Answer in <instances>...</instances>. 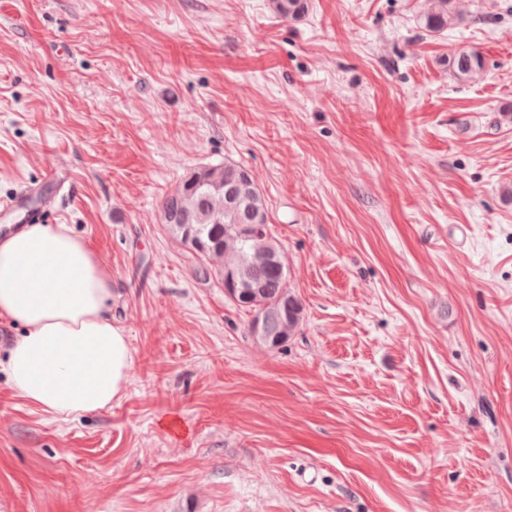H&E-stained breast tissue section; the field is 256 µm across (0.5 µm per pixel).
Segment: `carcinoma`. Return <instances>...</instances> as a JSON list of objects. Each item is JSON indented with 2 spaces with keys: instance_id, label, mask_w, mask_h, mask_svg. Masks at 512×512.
Instances as JSON below:
<instances>
[{
  "instance_id": "obj_1",
  "label": "carcinoma",
  "mask_w": 512,
  "mask_h": 512,
  "mask_svg": "<svg viewBox=\"0 0 512 512\" xmlns=\"http://www.w3.org/2000/svg\"><path fill=\"white\" fill-rule=\"evenodd\" d=\"M452 0H435V9L421 18L429 32H441L454 20ZM284 19L295 20L304 13L306 0H273ZM454 76L466 81L482 70V55L474 50L450 59ZM247 169L233 163L205 166L193 173L198 184L183 180L162 205L163 223L169 232L199 260L196 274L219 280L235 275L246 279L253 290L244 309L252 319L267 320L264 345L282 344L295 335L302 305L288 289L287 266L282 247L271 235L268 211L261 193L238 203L224 189L238 184Z\"/></svg>"
}]
</instances>
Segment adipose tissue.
I'll list each match as a JSON object with an SVG mask.
<instances>
[{
    "label": "adipose tissue",
    "instance_id": "ef3b65f1",
    "mask_svg": "<svg viewBox=\"0 0 512 512\" xmlns=\"http://www.w3.org/2000/svg\"><path fill=\"white\" fill-rule=\"evenodd\" d=\"M112 274L65 224L0 235V318L19 336L5 364L17 395L69 420L111 407L129 384L132 352L108 302Z\"/></svg>",
    "mask_w": 512,
    "mask_h": 512
}]
</instances>
